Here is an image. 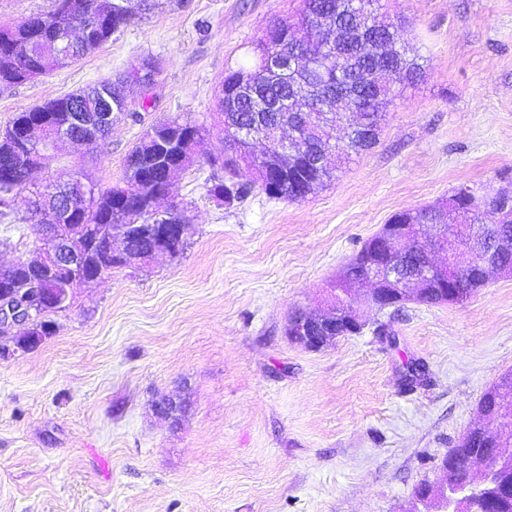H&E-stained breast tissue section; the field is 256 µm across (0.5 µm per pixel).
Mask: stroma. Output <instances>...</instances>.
<instances>
[{"label":"stroma","mask_w":512,"mask_h":512,"mask_svg":"<svg viewBox=\"0 0 512 512\" xmlns=\"http://www.w3.org/2000/svg\"><path fill=\"white\" fill-rule=\"evenodd\" d=\"M77 63L0 87L17 112L151 57L148 109L97 146L62 145L42 182L82 169L101 186L154 122L210 134L161 208L183 211L177 256L75 289L56 332L0 360V512H412L443 456L512 374V276L462 305L406 302L393 339L364 330L309 351L296 309L326 289L392 214L459 186L512 188V0H381L382 18L424 58L426 77L389 108L378 143L301 202L210 193L222 166L217 94L251 43L299 0H150ZM0 220V264L35 258L32 227ZM420 364L406 381L407 363ZM189 400L179 427L152 400Z\"/></svg>","instance_id":"stroma-1"}]
</instances>
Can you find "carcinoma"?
<instances>
[{
    "mask_svg": "<svg viewBox=\"0 0 512 512\" xmlns=\"http://www.w3.org/2000/svg\"><path fill=\"white\" fill-rule=\"evenodd\" d=\"M362 0H302V9L293 17L277 20L268 26L249 50L247 64L239 65L228 72L222 84L224 98L219 100V114L222 130L237 126L241 129L259 130L276 126L284 130L296 124L298 113L288 111V75L277 70L288 58V41L298 27L319 18L334 25L355 10ZM93 11L99 17L91 36L93 47L82 50L70 59L74 63L107 43L112 35L127 26L121 0H55V9L50 16L62 23L66 16L75 11ZM58 28L42 26L33 20L0 27V84L14 86L32 80L46 72L63 66L58 58ZM359 42L344 31L336 49L325 52L318 44L309 45V61L319 76L322 86L314 95L326 91L335 92L351 83L354 85L358 105H367L371 111L363 113L367 124L354 128L341 140H336V125L321 118L320 111L306 114L304 126L300 128L305 145L295 160L285 162L270 152L262 162L265 174L250 185L235 184L228 203L244 200L257 188L272 199L297 202L316 188L327 184L336 177L352 157L372 148L377 143L379 132L386 118L390 100L386 96L375 98L372 81L365 79L375 67H386L394 75V95H401L407 88L417 85L424 78L425 66L413 48L398 44L395 33L390 31L385 41L368 50H357ZM257 68L266 70V75L251 83L244 77ZM123 84L122 79L105 80L93 86L55 97L40 105L25 109L15 115L9 126L20 131L45 117L54 123L68 120L74 112H97L100 106V92H112L113 85ZM205 127L181 118L170 116L151 126L140 138L129 154L122 180L106 189L95 188L91 206L85 219L87 224H137L140 233L132 239L133 246L141 251L153 245L151 224L144 214L134 211L128 205L115 206V199L132 191L138 184H165L166 167L174 162L175 153L195 154L205 136ZM34 160L31 155L18 148L17 140L0 139V172L9 179H0V217L17 220V206L33 207L44 212L48 220L56 215L58 199L54 195H36L30 183ZM460 201L458 217L464 224L481 220L478 204L474 201V190L460 186L453 191ZM448 208V200L414 211L412 219L417 224H432L440 219V211ZM369 274V267L363 253L336 276L330 288L344 287L349 282L360 281ZM448 275L459 281L457 296L447 298L442 293L432 294L433 304H462L478 288L485 278L479 266L468 268L453 267ZM68 283L66 276L55 274L51 279L33 276L19 269L0 268V289L11 288L20 294H28L37 288H55L64 293ZM71 297H63L56 308L45 311L39 324L23 332L34 345L53 335V321L49 315L69 308ZM473 453L472 441H463L443 457L452 482L462 485L471 479L466 462ZM497 488L493 497L484 502L476 497L469 498L466 506L456 512H512V470L495 476Z\"/></svg>",
    "mask_w": 512,
    "mask_h": 512,
    "instance_id": "1",
    "label": "carcinoma"
}]
</instances>
